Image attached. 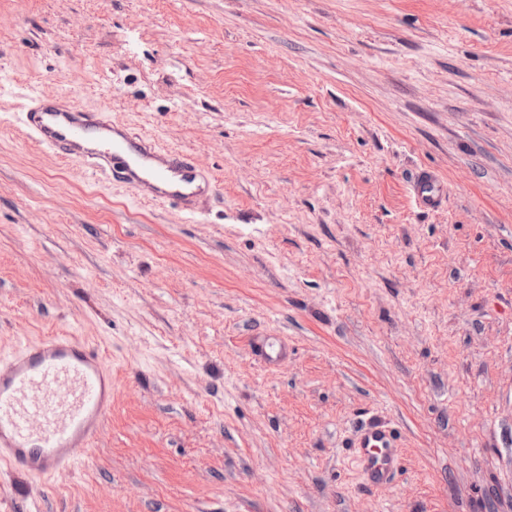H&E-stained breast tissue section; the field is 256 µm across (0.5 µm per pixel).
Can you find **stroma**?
Returning a JSON list of instances; mask_svg holds the SVG:
<instances>
[{
    "instance_id": "35a3bbf8",
    "label": "stroma",
    "mask_w": 512,
    "mask_h": 512,
    "mask_svg": "<svg viewBox=\"0 0 512 512\" xmlns=\"http://www.w3.org/2000/svg\"><path fill=\"white\" fill-rule=\"evenodd\" d=\"M32 93L213 194L62 161ZM55 335L112 406L80 467H0V512H512V0H0V358ZM370 419L401 448L379 486ZM22 114L39 146L63 161H79L122 182L141 199L194 212L195 201L212 190V181L190 157L130 133L112 121L106 109L89 112L72 101L40 95ZM362 469L373 483H383L391 475L397 459L392 428L384 423L367 424L354 445Z\"/></svg>"
}]
</instances>
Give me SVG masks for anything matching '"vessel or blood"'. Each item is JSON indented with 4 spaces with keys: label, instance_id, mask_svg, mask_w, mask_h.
Wrapping results in <instances>:
<instances>
[{
    "label": "vessel or blood",
    "instance_id": "1",
    "mask_svg": "<svg viewBox=\"0 0 512 512\" xmlns=\"http://www.w3.org/2000/svg\"><path fill=\"white\" fill-rule=\"evenodd\" d=\"M23 121L39 146L122 182L141 199L188 211L212 189L190 157L130 133L107 110L40 95ZM111 404L112 375L96 347L73 336L22 343L0 368V463L39 478L74 467L76 449L89 445ZM355 448L372 482L390 477L397 459L391 427L367 424Z\"/></svg>",
    "mask_w": 512,
    "mask_h": 512
}]
</instances>
